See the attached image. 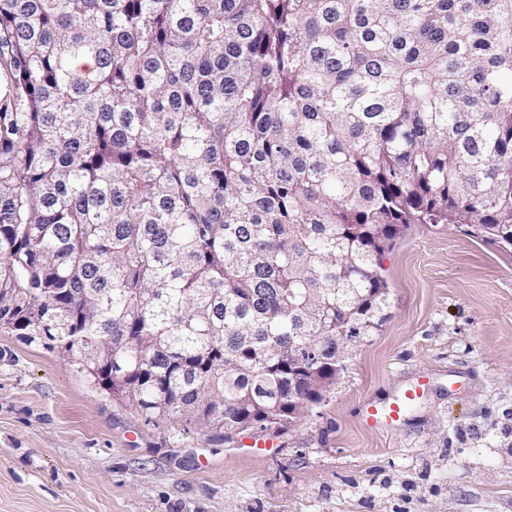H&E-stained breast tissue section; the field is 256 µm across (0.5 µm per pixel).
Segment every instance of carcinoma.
<instances>
[{"label": "carcinoma", "mask_w": 512, "mask_h": 512, "mask_svg": "<svg viewBox=\"0 0 512 512\" xmlns=\"http://www.w3.org/2000/svg\"><path fill=\"white\" fill-rule=\"evenodd\" d=\"M412 224L512 246V0H0V332L145 421L301 420Z\"/></svg>", "instance_id": "cac0c4a2"}]
</instances>
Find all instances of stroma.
<instances>
[{
	"label": "stroma",
	"instance_id": "1",
	"mask_svg": "<svg viewBox=\"0 0 512 512\" xmlns=\"http://www.w3.org/2000/svg\"><path fill=\"white\" fill-rule=\"evenodd\" d=\"M383 265L386 321L266 448L146 423L0 333V512H512V252L415 224ZM417 376L431 390L404 424L363 426Z\"/></svg>",
	"mask_w": 512,
	"mask_h": 512
}]
</instances>
